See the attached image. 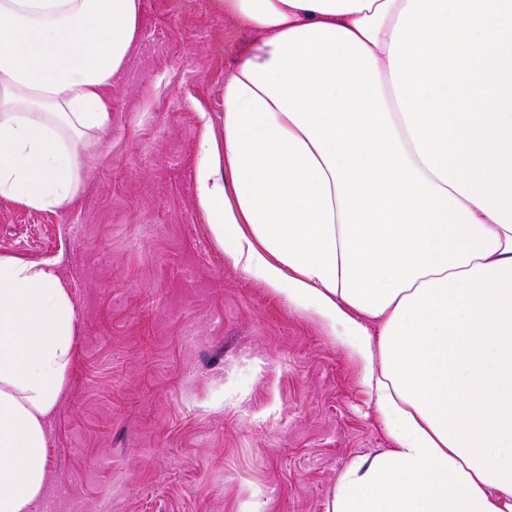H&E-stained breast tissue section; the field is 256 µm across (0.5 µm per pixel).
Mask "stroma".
<instances>
[{
  "label": "stroma",
  "instance_id": "stroma-1",
  "mask_svg": "<svg viewBox=\"0 0 512 512\" xmlns=\"http://www.w3.org/2000/svg\"><path fill=\"white\" fill-rule=\"evenodd\" d=\"M219 0H140L112 128L63 212L0 201V256L49 262L74 357L31 512H326L392 447L361 361L225 256L194 195L209 113L257 35Z\"/></svg>",
  "mask_w": 512,
  "mask_h": 512
}]
</instances>
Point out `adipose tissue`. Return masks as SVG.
Returning a JSON list of instances; mask_svg holds the SVG:
<instances>
[{
	"mask_svg": "<svg viewBox=\"0 0 512 512\" xmlns=\"http://www.w3.org/2000/svg\"><path fill=\"white\" fill-rule=\"evenodd\" d=\"M259 41L194 184L216 241L364 366L394 445L330 512H512V0H223ZM139 0H0V200L58 212ZM73 305L0 257V512L48 478Z\"/></svg>",
	"mask_w": 512,
	"mask_h": 512,
	"instance_id": "adipose-tissue-1",
	"label": "adipose tissue"
}]
</instances>
